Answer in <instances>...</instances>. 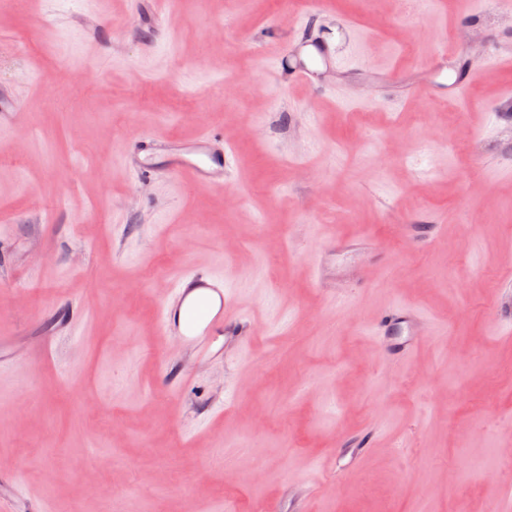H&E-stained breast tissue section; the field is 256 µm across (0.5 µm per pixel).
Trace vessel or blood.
I'll return each instance as SVG.
<instances>
[{"label": "vessel or blood", "mask_w": 512, "mask_h": 512, "mask_svg": "<svg viewBox=\"0 0 512 512\" xmlns=\"http://www.w3.org/2000/svg\"><path fill=\"white\" fill-rule=\"evenodd\" d=\"M229 163L223 142L206 133L189 141L148 136L142 138L138 152L130 158L137 176H147L161 166L175 173H191L197 185L209 187L223 186ZM160 326L163 335L180 336L197 344L218 331L235 343L246 342L253 334L249 317L234 309L223 276L204 269L175 277L171 299L160 307ZM428 331L427 317L405 303L389 307L371 327L382 356L396 363L410 361ZM369 444L365 434L341 443L336 453L348 455L349 460L337 464V472L356 467Z\"/></svg>", "instance_id": "1"}]
</instances>
